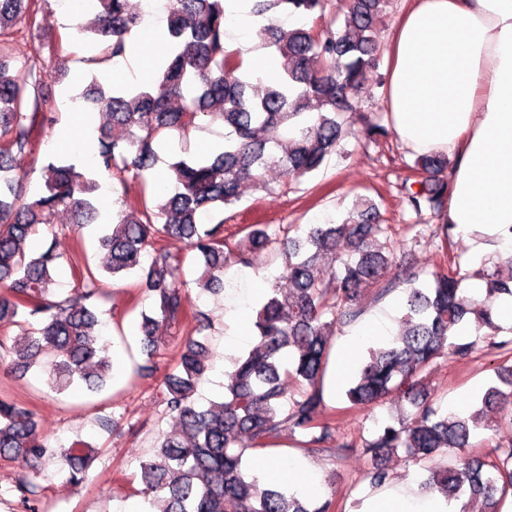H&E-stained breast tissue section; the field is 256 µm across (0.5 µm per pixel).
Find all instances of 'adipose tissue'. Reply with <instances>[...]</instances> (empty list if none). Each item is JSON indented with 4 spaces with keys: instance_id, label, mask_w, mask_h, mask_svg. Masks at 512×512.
Returning a JSON list of instances; mask_svg holds the SVG:
<instances>
[{
    "instance_id": "obj_1",
    "label": "adipose tissue",
    "mask_w": 512,
    "mask_h": 512,
    "mask_svg": "<svg viewBox=\"0 0 512 512\" xmlns=\"http://www.w3.org/2000/svg\"><path fill=\"white\" fill-rule=\"evenodd\" d=\"M253 0H224V43L243 50L250 73L272 81L275 57L261 47ZM383 87L391 127L418 155L453 157L447 223L472 254L512 255V0H407L386 54ZM260 483L318 487L307 467L262 457ZM365 512H455L438 497L398 486Z\"/></svg>"
}]
</instances>
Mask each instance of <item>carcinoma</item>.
I'll list each match as a JSON object with an SVG mask.
<instances>
[{
	"label": "carcinoma",
	"mask_w": 512,
	"mask_h": 512,
	"mask_svg": "<svg viewBox=\"0 0 512 512\" xmlns=\"http://www.w3.org/2000/svg\"><path fill=\"white\" fill-rule=\"evenodd\" d=\"M45 2L0 0V324L24 315L29 327L15 337L0 336V353L11 357L10 369L25 373L39 365L57 391L77 381L90 390L104 387L113 364L96 333L94 299L102 291L103 274L117 279L137 273L156 301L155 311L141 313L139 324L147 352L140 374L149 375L154 355L165 345L160 327L171 329L191 317L189 283L217 294L224 291L228 267H251L265 253L279 257L282 271L254 307V344L233 359L220 400L202 408L194 398L208 370V345L193 337L179 345L159 397L162 415L174 427L158 434L153 455L140 465L142 487L129 495L144 497L152 512H329V501L312 508L287 486L263 485L248 476L244 455L276 444L285 434L311 454L343 455L355 448L351 440L334 438L324 400L334 338L363 314L362 291L371 288L382 300L403 284V332L369 348L345 390L353 408L388 397L415 407L362 442L372 461L367 477L372 487H382L390 475L377 461L380 452L402 448L414 461L433 466L421 484L424 492L447 501L481 499L485 508L479 512H501L512 493V442L474 456L469 439L471 431L497 415L512 425V363H498L499 384L489 387L467 416L433 406L422 375L439 358L462 360L478 353L498 358L512 352V329L493 320L496 302L512 297V275L484 273L485 293L478 296L465 294L460 268L444 263L428 279L415 271L397 278L396 249L385 252L379 243L388 227L366 199L356 202L341 223L309 224L284 243L281 228L270 224L245 225L233 243L224 237V221L207 228L200 224L203 214L236 204L244 182L263 185L273 167L296 177L319 170L357 123L369 139L389 134L367 120L358 102L364 72L376 59L374 30L388 0H255L253 13L265 20L259 30L262 45L280 66L278 78L260 94L245 74L244 52L225 47L224 0H171V50L151 83L106 86L90 73L84 98L108 116L97 129L99 151L87 166L50 159L42 190L28 200L24 163L54 117L39 94L36 61L15 67L12 45L23 32L19 21L30 30L40 26ZM93 5L99 25L90 33L97 36L99 53L87 57L90 66L125 55L127 38L141 23L128 0H93ZM278 12L298 13L317 25L285 30L271 19ZM311 100L318 111H308ZM206 119L223 123L224 143L201 155L184 148L175 153L167 165L175 192L162 199L159 187H144L138 199L123 200L98 238L108 256L104 272L87 265L68 297L48 299L61 256L53 241L38 251L31 248L38 225L53 226L61 209L71 213L74 230L95 223L101 175L122 184L145 181L167 133L186 134ZM413 169L421 179L402 184V202L441 220L435 233L452 240L453 225L443 223L448 158L419 155ZM323 255L337 267L320 266ZM470 324L477 332H491L487 344L480 347L460 335ZM290 381L300 386L295 395L289 393ZM96 453L82 439L52 447L37 413L0 394V458L22 464L13 491L26 512H40L31 463L55 459L67 481L78 486Z\"/></svg>",
	"instance_id": "cac0c4a2"
}]
</instances>
